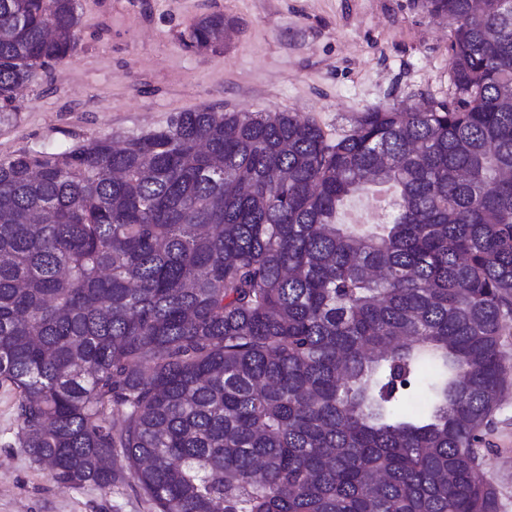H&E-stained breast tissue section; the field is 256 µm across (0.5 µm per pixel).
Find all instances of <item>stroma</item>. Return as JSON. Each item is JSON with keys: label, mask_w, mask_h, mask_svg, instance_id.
I'll return each instance as SVG.
<instances>
[{"label": "stroma", "mask_w": 512, "mask_h": 512, "mask_svg": "<svg viewBox=\"0 0 512 512\" xmlns=\"http://www.w3.org/2000/svg\"><path fill=\"white\" fill-rule=\"evenodd\" d=\"M73 52L49 63L0 127V156L56 152L87 137L118 140L179 112H301L330 137L361 112L448 99L450 25L425 0H81ZM223 12L220 52L183 44L200 16ZM17 394L0 383V512H154L129 481L109 489L54 481L20 447ZM499 512H512V383L481 443Z\"/></svg>", "instance_id": "stroma-1"}]
</instances>
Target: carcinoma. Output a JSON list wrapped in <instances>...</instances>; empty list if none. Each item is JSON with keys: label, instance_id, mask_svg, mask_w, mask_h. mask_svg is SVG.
<instances>
[{"label": "carcinoma", "instance_id": "obj_1", "mask_svg": "<svg viewBox=\"0 0 512 512\" xmlns=\"http://www.w3.org/2000/svg\"><path fill=\"white\" fill-rule=\"evenodd\" d=\"M448 17L446 101L177 113L0 158V383L57 482L155 512H498L481 432L512 364V0ZM79 0H0V123ZM224 15L184 45L224 47ZM391 185L384 224L344 200ZM426 395L418 409L414 393Z\"/></svg>", "mask_w": 512, "mask_h": 512}]
</instances>
